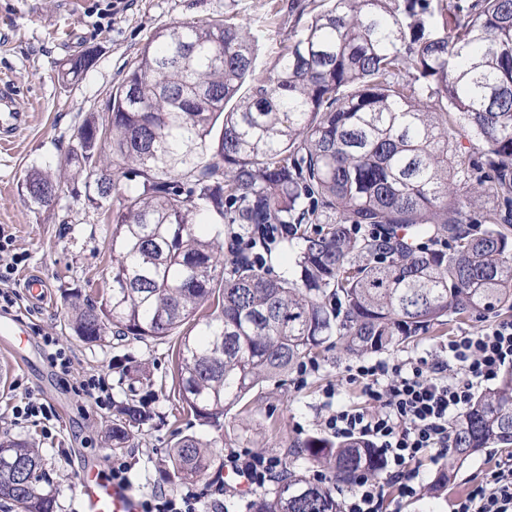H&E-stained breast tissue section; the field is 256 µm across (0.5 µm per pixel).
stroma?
Listing matches in <instances>:
<instances>
[{"instance_id":"35a3bbf8","label":"stroma","mask_w":512,"mask_h":512,"mask_svg":"<svg viewBox=\"0 0 512 512\" xmlns=\"http://www.w3.org/2000/svg\"><path fill=\"white\" fill-rule=\"evenodd\" d=\"M322 0H0V81L9 83L28 112V123L16 138L0 143V227L28 255L16 278L41 272L51 285L41 306L22 300L19 317L33 329L58 338L72 358V373L105 375L112 404L100 409L78 399L61 383L41 353L29 352L28 362L0 352V436L35 441L43 459L42 488L55 496L54 512H81L77 495L79 467L85 459L119 456L131 464L129 479L140 497L182 492L172 477L168 453L187 420L178 408L176 340L139 341L109 335L85 343L67 326L69 299L86 280L110 281L112 226L102 210L85 197L80 183L64 187L49 207L26 200L24 177L38 169L59 176V163L77 143L86 118L104 116L109 95L122 82L153 33L175 22L223 20L251 29L258 37L256 73L265 75ZM94 49V63L79 83L65 86L56 72L67 58ZM498 313L473 316L437 328L413 341L383 352L386 360H403L435 352L442 341L473 333L499 321ZM345 359L326 353L306 382L295 375L268 382L252 391L224 418V437L207 475L192 483L193 491L210 496L222 490L228 512H249L254 493L224 482L228 449L251 448L282 457L292 470L315 477L320 469L305 457L302 443L323 435L319 425L328 401L361 406L360 388L341 385ZM335 398H327L330 386ZM52 403L57 419L50 434L14 425L11 408L26 392ZM143 398L153 418L133 429L127 448L113 451L108 436L116 407L129 395ZM478 452L459 471L442 496L419 501L385 503L384 512H450L451 502L484 468Z\"/></svg>"}]
</instances>
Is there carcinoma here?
<instances>
[{"instance_id":"obj_1","label":"carcinoma","mask_w":512,"mask_h":512,"mask_svg":"<svg viewBox=\"0 0 512 512\" xmlns=\"http://www.w3.org/2000/svg\"><path fill=\"white\" fill-rule=\"evenodd\" d=\"M328 3L260 79L248 28H160L112 89L107 118L87 119L80 150L60 163L97 207L118 194L106 209L111 282L72 294L74 333L88 343L111 329L135 340L177 337L182 414L216 433L177 441L169 461L181 482L209 470L224 416L299 363L332 349L384 351L449 321L512 312V215L482 214L490 228L474 235L458 194L479 186L512 203V0ZM89 57L64 61L58 80L77 82ZM403 71L412 80H399ZM459 122L484 147L488 185L450 146ZM98 167L142 182L121 192L93 178ZM25 188L39 206L61 180L34 169ZM205 213L228 224L229 247L220 225L202 232ZM285 243L294 275L276 277L266 262ZM120 415L115 450L151 420L133 397ZM452 434L435 493L472 455L512 445V370ZM302 449L332 481L287 467L251 512H343L336 488L379 472L359 439L312 436ZM40 469L38 449L0 438V498L17 512H54L53 496L38 489Z\"/></svg>"}]
</instances>
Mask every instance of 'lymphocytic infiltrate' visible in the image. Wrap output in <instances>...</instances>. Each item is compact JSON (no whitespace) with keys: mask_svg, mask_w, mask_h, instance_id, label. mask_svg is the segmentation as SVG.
<instances>
[{"mask_svg":"<svg viewBox=\"0 0 512 512\" xmlns=\"http://www.w3.org/2000/svg\"><path fill=\"white\" fill-rule=\"evenodd\" d=\"M25 260L10 235L0 232L1 311H10L17 302L10 284ZM42 342L51 366L75 396L99 407L110 404L112 394L105 377L92 374L70 381L71 358L58 339L46 336ZM452 364L460 374L450 379L446 371ZM511 366L512 319L477 333L449 337L435 355L397 362L361 358L346 365V384L360 387L369 405L329 409L321 425L338 438L368 439L384 476L359 478L344 497V512H382L390 493L400 501L423 498L427 485L422 462L436 464L447 458L452 447L449 420L469 407L478 388L494 384ZM227 460L256 491L265 488L283 465L280 456L250 448L231 451ZM452 512H512V452L497 455L481 480L454 501Z\"/></svg>","mask_w":512,"mask_h":512,"instance_id":"f902f5d3","label":"lymphocytic infiltrate"}]
</instances>
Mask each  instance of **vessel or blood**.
Wrapping results in <instances>:
<instances>
[{
	"instance_id": "vessel-or-blood-1",
	"label": "vessel or blood",
	"mask_w": 512,
	"mask_h": 512,
	"mask_svg": "<svg viewBox=\"0 0 512 512\" xmlns=\"http://www.w3.org/2000/svg\"><path fill=\"white\" fill-rule=\"evenodd\" d=\"M28 122V115L20 105L12 87L0 86V135L12 136ZM49 282L41 274H31L24 283V291L33 304L39 305L49 297ZM26 322L12 314L0 315V348L17 352L19 346L32 342ZM82 512H141V499L129 485L121 484L103 475L99 462H89L78 481Z\"/></svg>"
}]
</instances>
